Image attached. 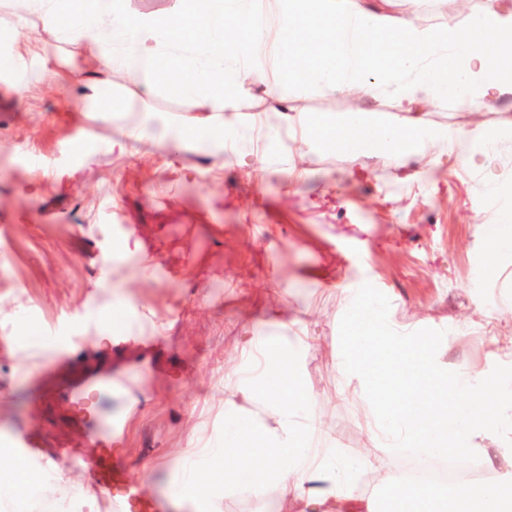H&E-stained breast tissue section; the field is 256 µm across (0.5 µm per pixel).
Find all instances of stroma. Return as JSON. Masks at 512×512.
Listing matches in <instances>:
<instances>
[{"label":"stroma","instance_id":"stroma-1","mask_svg":"<svg viewBox=\"0 0 512 512\" xmlns=\"http://www.w3.org/2000/svg\"><path fill=\"white\" fill-rule=\"evenodd\" d=\"M1 24L17 32L0 45V435H33L58 465L48 499L93 488L69 465L93 433L162 497L183 449L223 441L224 370L268 322L303 343L301 379L323 398L316 439L373 455L358 495L375 496L378 473L403 477L407 457L360 423L340 319L368 282L394 330L445 331L441 368L499 364L488 329L512 307V252L491 253L485 225L512 188V145L487 142L474 166L460 144L423 164L312 153L307 121L342 113L345 93L308 82L256 81L236 110L200 112L128 79L121 111L102 117L84 98L106 76L88 39L47 34L11 0ZM195 125L222 128L226 153L170 143ZM104 308L124 317L106 342ZM28 336L39 347L24 350Z\"/></svg>","mask_w":512,"mask_h":512}]
</instances>
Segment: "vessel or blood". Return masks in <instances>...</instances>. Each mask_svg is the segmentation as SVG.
I'll use <instances>...</instances> for the list:
<instances>
[{
  "label": "vessel or blood",
  "mask_w": 512,
  "mask_h": 512,
  "mask_svg": "<svg viewBox=\"0 0 512 512\" xmlns=\"http://www.w3.org/2000/svg\"><path fill=\"white\" fill-rule=\"evenodd\" d=\"M91 444L93 454L75 458L74 463L92 474L97 488L110 498L113 512H164L162 501L142 492L110 444L97 436Z\"/></svg>",
  "instance_id": "vessel-or-blood-1"
}]
</instances>
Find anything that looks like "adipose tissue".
Returning <instances> with one entry per match:
<instances>
[{"label":"adipose tissue","instance_id":"obj_1","mask_svg":"<svg viewBox=\"0 0 512 512\" xmlns=\"http://www.w3.org/2000/svg\"><path fill=\"white\" fill-rule=\"evenodd\" d=\"M238 0H192L190 10L129 16L120 0H19L40 14L58 36L119 33L129 43L108 73L154 75L182 99L197 98L206 112L233 108L249 81L266 76L261 52L275 30L274 60L289 78L314 77V88L363 89L376 75L401 119L357 108L332 120L312 121L311 142L355 156L390 153L400 159L436 144L464 141L481 150L494 128L476 124L460 131L431 126L419 109L459 107L490 91L512 93V9L483 5L466 17L432 25L413 15L395 16L356 6L354 0H275L273 10L249 0L247 23L231 29ZM236 77L224 92L227 77ZM258 388L273 408L270 423L242 416L224 400V445L188 448L175 463L166 498L186 512H203L226 492L263 497L276 493L279 512H342L355 499L353 477L370 456L347 459L313 445L310 411L319 397L306 388L293 353L270 343L257 366ZM33 477L9 439L0 440V497L25 500Z\"/></svg>","mask_w":512,"mask_h":512}]
</instances>
